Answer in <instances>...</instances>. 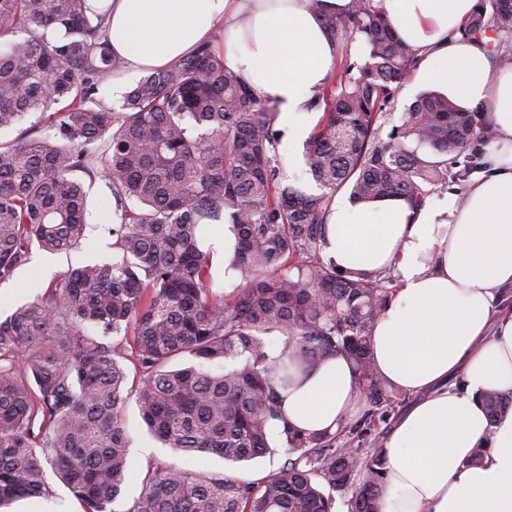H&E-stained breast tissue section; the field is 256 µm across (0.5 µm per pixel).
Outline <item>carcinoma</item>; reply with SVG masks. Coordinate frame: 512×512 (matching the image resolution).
<instances>
[{
  "label": "carcinoma",
  "instance_id": "cac0c4a2",
  "mask_svg": "<svg viewBox=\"0 0 512 512\" xmlns=\"http://www.w3.org/2000/svg\"><path fill=\"white\" fill-rule=\"evenodd\" d=\"M336 42L340 77L313 103L323 115L302 154L306 192L278 165L277 103L242 83L201 43L142 76L115 111L100 87L125 70L106 14L89 0H0V282L33 252L86 238L82 176L112 197V259L64 271L55 288L0 318V507L52 495L48 473L82 512H112L130 442L121 413L135 398L149 432L175 453L233 467L274 452L270 475L198 473L150 464L127 512H380L385 432L365 453L335 433L294 428L283 392L341 354L358 373L361 422H385L399 393L374 371L371 331L392 294L385 271L341 274L321 257L332 200H403L421 209L436 187L476 168L490 139L484 113L425 91L380 138L418 52L373 0L339 12L309 0ZM462 35L492 54L512 35V0H484ZM360 43L366 59H352ZM30 115L38 116L21 127ZM228 221L237 245L228 293L210 281L205 225ZM277 332L274 345L267 335ZM193 363L174 367L179 357ZM133 371H128V367ZM512 404L483 398L492 425Z\"/></svg>",
  "mask_w": 512,
  "mask_h": 512
}]
</instances>
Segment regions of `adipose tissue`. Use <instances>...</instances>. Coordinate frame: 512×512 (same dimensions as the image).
Returning a JSON list of instances; mask_svg holds the SVG:
<instances>
[{"label": "adipose tissue", "instance_id": "1", "mask_svg": "<svg viewBox=\"0 0 512 512\" xmlns=\"http://www.w3.org/2000/svg\"><path fill=\"white\" fill-rule=\"evenodd\" d=\"M108 9L127 70L162 69L203 42L303 140L336 45L307 0H90ZM422 57L420 75L484 112L485 166L411 213L399 199L333 200L323 253L338 271L387 270L397 289L372 328L376 373L412 404L384 439L382 512H512V410L488 424L483 394L512 396V61L492 64L460 34L478 0H378ZM356 378L326 358L283 403L291 426L336 432L356 413Z\"/></svg>", "mask_w": 512, "mask_h": 512}]
</instances>
